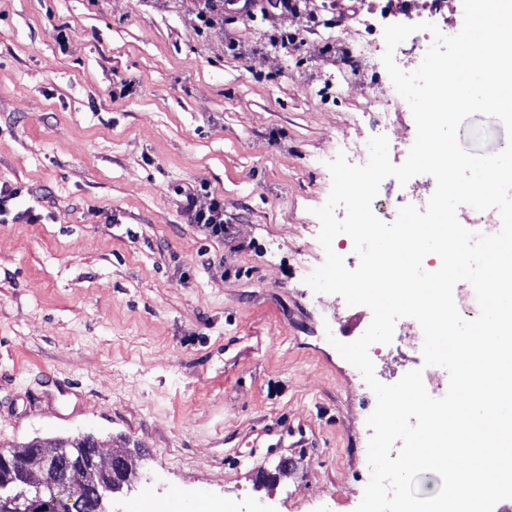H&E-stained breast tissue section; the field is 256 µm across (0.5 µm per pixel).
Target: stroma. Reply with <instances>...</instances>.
I'll list each match as a JSON object with an SVG mask.
<instances>
[{
    "mask_svg": "<svg viewBox=\"0 0 512 512\" xmlns=\"http://www.w3.org/2000/svg\"><path fill=\"white\" fill-rule=\"evenodd\" d=\"M203 5L0 0V185L42 215L0 223V448L89 434L128 451L109 512H354L376 398L333 343L372 312L306 284L325 260L313 210L373 97L389 100L390 161L407 159L413 116L370 30L431 4L359 0L335 39L302 12H217L200 35ZM281 31L299 54L272 46ZM459 139L506 145L480 114ZM435 187L389 177L377 199ZM189 191L223 200V237L189 222ZM418 328L397 321L379 381L422 367Z\"/></svg>",
    "mask_w": 512,
    "mask_h": 512,
    "instance_id": "stroma-1",
    "label": "stroma"
}]
</instances>
